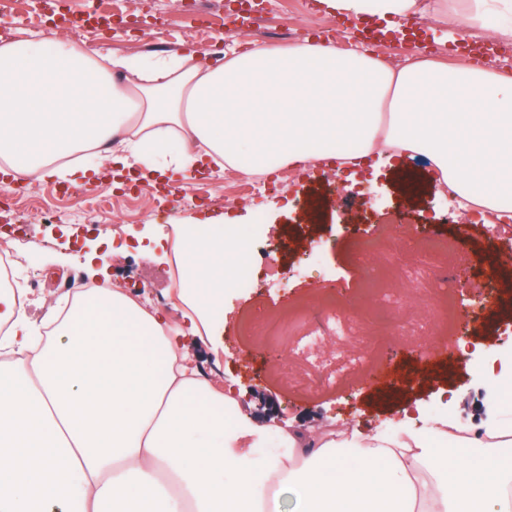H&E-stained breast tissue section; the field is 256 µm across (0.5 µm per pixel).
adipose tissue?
I'll use <instances>...</instances> for the list:
<instances>
[{
    "label": "adipose tissue",
    "mask_w": 512,
    "mask_h": 512,
    "mask_svg": "<svg viewBox=\"0 0 512 512\" xmlns=\"http://www.w3.org/2000/svg\"><path fill=\"white\" fill-rule=\"evenodd\" d=\"M460 21L512 41V0H466ZM321 12L378 20L385 31L423 0H317ZM355 139L377 163L428 154L467 203L512 195V72L451 65L412 47L399 69L367 51L308 40L229 47L211 67L189 57L100 56L44 35L0 43V175L91 181L95 159L183 185L197 169L263 174L309 146ZM183 293L200 324L224 306L223 235L179 237ZM23 294L0 289V512H512V404L479 431L440 419L392 435L285 429L257 457L254 425L232 387L190 366L183 332L122 291L95 286L32 320ZM56 326L44 339L43 323ZM480 448L472 468L458 455ZM352 453L358 466L344 463ZM265 478L250 481V471Z\"/></svg>",
    "instance_id": "1"
}]
</instances>
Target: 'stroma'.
<instances>
[{
    "instance_id": "1",
    "label": "stroma",
    "mask_w": 512,
    "mask_h": 512,
    "mask_svg": "<svg viewBox=\"0 0 512 512\" xmlns=\"http://www.w3.org/2000/svg\"><path fill=\"white\" fill-rule=\"evenodd\" d=\"M193 0H59L55 36L70 39L67 17L82 16L81 40L101 52L128 58L139 66L147 56L168 58L209 55L215 48L258 43L272 47L291 44V32L327 40L346 49L369 50L391 62L408 59L407 47L381 38L361 39L359 32L335 16L320 13L316 0H262L257 20H245L232 34L224 32V18L237 14L238 0H222L218 13L202 15ZM43 0H17L11 18L0 19V40L24 43L44 32L40 21ZM476 48L468 54L445 45L430 46L431 54L452 64L480 63L512 70V44L498 41L491 31L477 32ZM262 192L250 190L243 175L227 169L203 170L185 185L186 200L131 180L114 184L102 172L82 192L69 190L58 180H32L30 201L18 202L0 189V242H11L32 256L30 267L20 268L21 279L38 277L40 290L27 294L29 311L42 319L61 295L52 284L62 274L81 267L91 247L108 253L109 288L137 284L136 299L172 323H184L191 313L176 288L180 265L177 236L194 224H234L249 230L263 220L259 239L265 251H279L285 230L314 225L325 263L302 267L298 257L288 259L287 281L262 285L248 294L233 293L224 301L220 342L205 333L186 335V353L192 364H205L209 382L223 388L236 381L243 412L256 423H267L261 407L266 399L278 402L286 422L306 430H344L359 427L385 430L402 409L428 414L430 408L451 412L469 429L481 428L492 405L491 386L477 374L471 356L459 349L467 334L477 350L490 355L512 351V292L499 296L498 305L480 319H466L457 335L447 337L450 357L428 356L420 364L408 357L399 336H387L397 360L403 361L412 381L401 395L383 394L364 371L347 372L332 386L291 385L275 373L258 375V358L249 352L245 325L267 313L316 302L319 291L335 286L336 301L348 314L357 312L360 286V248L380 235L397 234L404 241L421 236L457 239L456 249L443 265L472 302L485 284V269L496 257L512 254V231H477L461 235L462 222L449 201L445 184L428 158L404 154L377 168L341 160H316L295 169H270L260 178ZM350 224L360 233L347 232Z\"/></svg>"
}]
</instances>
